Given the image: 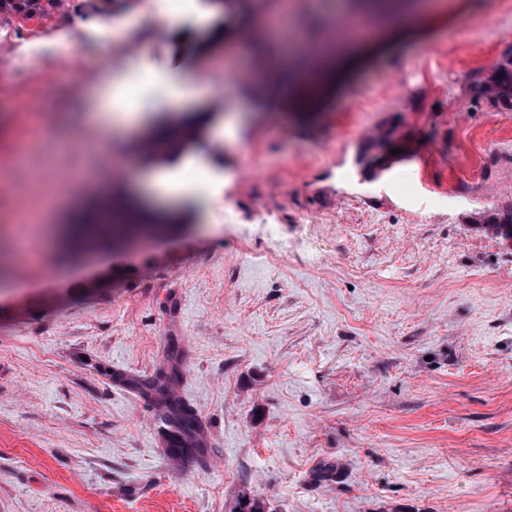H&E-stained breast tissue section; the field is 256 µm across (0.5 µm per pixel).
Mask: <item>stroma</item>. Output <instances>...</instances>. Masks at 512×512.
Returning <instances> with one entry per match:
<instances>
[{"label": "stroma", "instance_id": "1", "mask_svg": "<svg viewBox=\"0 0 512 512\" xmlns=\"http://www.w3.org/2000/svg\"><path fill=\"white\" fill-rule=\"evenodd\" d=\"M307 43L334 0H293ZM434 24L359 42L333 88L254 111L209 81L237 67L209 56L207 0H136L119 34L106 10L78 12V42L35 35L0 90V225L22 224L29 175L50 201L45 259L0 266V512H512V243L484 225L512 209V111L471 86L512 48V0H446ZM157 72L193 95L194 194L204 222L96 255L71 244L68 210L92 202L91 160L112 78L86 73L69 96L35 84L72 50L87 58L146 37ZM53 112L41 150L21 97ZM234 98L214 112L213 97ZM394 128L412 155L383 171L358 161ZM224 141L223 151L212 147ZM178 364L208 453L176 463L163 407L134 389Z\"/></svg>", "mask_w": 512, "mask_h": 512}]
</instances>
